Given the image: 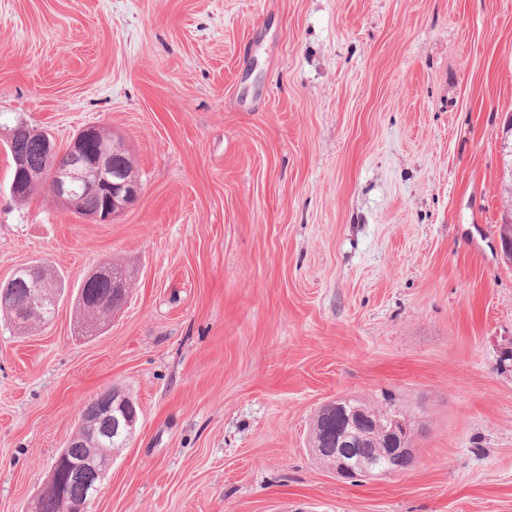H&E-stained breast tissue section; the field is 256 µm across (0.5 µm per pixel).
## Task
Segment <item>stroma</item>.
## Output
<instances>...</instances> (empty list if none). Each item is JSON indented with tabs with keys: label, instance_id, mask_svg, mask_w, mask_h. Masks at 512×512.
<instances>
[{
	"label": "stroma",
	"instance_id": "1",
	"mask_svg": "<svg viewBox=\"0 0 512 512\" xmlns=\"http://www.w3.org/2000/svg\"><path fill=\"white\" fill-rule=\"evenodd\" d=\"M512 0H0V135L95 124L142 193L111 223L8 191L0 279L130 274L92 336L0 316V512H30L84 407H140L89 512H512V264L498 142ZM392 393L405 473L345 483L308 446ZM510 179L512 180V168H510ZM508 186L504 184V190L501 192V211L504 220L499 225L500 242L504 259L512 263V182Z\"/></svg>",
	"mask_w": 512,
	"mask_h": 512
}]
</instances>
